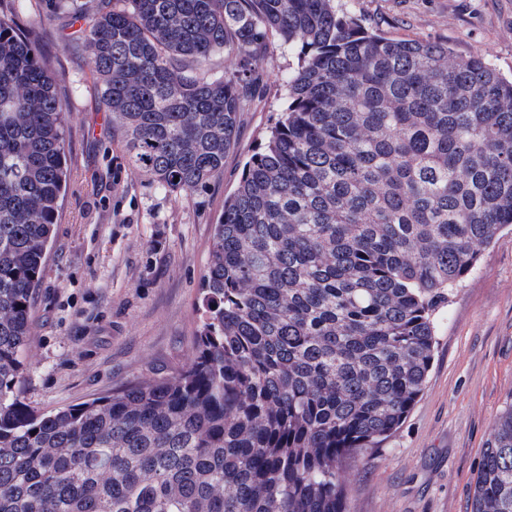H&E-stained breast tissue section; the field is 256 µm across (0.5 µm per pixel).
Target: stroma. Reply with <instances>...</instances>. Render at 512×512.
Instances as JSON below:
<instances>
[{
    "instance_id": "obj_1",
    "label": "stroma",
    "mask_w": 512,
    "mask_h": 512,
    "mask_svg": "<svg viewBox=\"0 0 512 512\" xmlns=\"http://www.w3.org/2000/svg\"><path fill=\"white\" fill-rule=\"evenodd\" d=\"M385 36L448 43L512 76V0H340ZM31 27L70 102L66 194L37 291L21 397L51 411L188 364L214 226L245 161L286 97L294 56L279 43L255 62L252 101L224 173L169 194L129 169L112 140L93 65L52 22ZM426 387L377 459L350 469L348 512H469L474 477L512 393V230L434 319Z\"/></svg>"
}]
</instances>
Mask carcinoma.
Returning <instances> with one entry per match:
<instances>
[{
	"instance_id": "obj_1",
	"label": "carcinoma",
	"mask_w": 512,
	"mask_h": 512,
	"mask_svg": "<svg viewBox=\"0 0 512 512\" xmlns=\"http://www.w3.org/2000/svg\"><path fill=\"white\" fill-rule=\"evenodd\" d=\"M26 2L0 0V512H347L348 470L425 388L435 315L512 227V79L336 0H55L164 192L224 172L270 40L295 62L215 225L191 362L43 413L20 385L68 102ZM470 512H512V396Z\"/></svg>"
}]
</instances>
